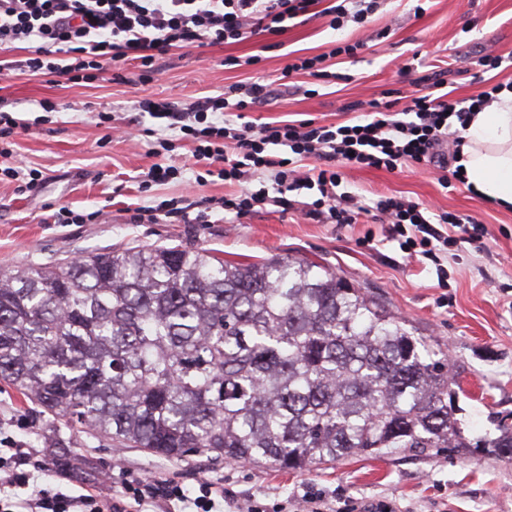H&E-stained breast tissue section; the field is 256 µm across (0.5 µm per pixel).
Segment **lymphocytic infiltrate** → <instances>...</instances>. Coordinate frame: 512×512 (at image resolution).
Returning <instances> with one entry per match:
<instances>
[{"label":"lymphocytic infiltrate","mask_w":512,"mask_h":512,"mask_svg":"<svg viewBox=\"0 0 512 512\" xmlns=\"http://www.w3.org/2000/svg\"><path fill=\"white\" fill-rule=\"evenodd\" d=\"M381 0H0V49L15 43L28 46L22 60L0 59V72L24 71L67 77L71 82L92 80L107 68L137 60L154 75L157 57L187 45L215 46L242 41L256 34L277 36L291 20L321 12L331 29L347 23L365 25ZM360 43H343L330 54L298 56L285 67L283 77L306 73L324 83L339 80L328 58L356 57ZM504 89L455 100L436 82L421 78L401 108L370 102L372 116L349 124H318L314 120L236 123L233 113L248 112L265 102L269 85L233 84L215 96H205L178 108L166 101H139V111L168 120L188 141L196 162L214 168L218 179L241 183L235 197L224 199L225 211L242 216L269 203L286 205L287 195L314 189L318 198L303 203L304 218L322 224H352L366 214L388 221L390 237L409 257L438 265L451 247L473 244L486 234L472 218L444 212L429 217L423 204L402 196H383L372 206L353 203L339 193L346 167L395 171L411 163H435L447 168V146H461L462 132L471 116L494 102ZM284 155H277V148ZM312 160L306 172L292 169V160ZM273 172L271 187H245L249 176ZM448 225V232L430 230V223ZM80 461L63 457L47 464L31 448H0V512H218L224 484L201 479L197 488L165 479L125 481L120 492L84 484L69 493ZM49 479L47 487L17 497L35 475Z\"/></svg>","instance_id":"lymphocytic-infiltrate-1"}]
</instances>
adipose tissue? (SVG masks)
Instances as JSON below:
<instances>
[{"label":"adipose tissue","instance_id":"obj_1","mask_svg":"<svg viewBox=\"0 0 512 512\" xmlns=\"http://www.w3.org/2000/svg\"><path fill=\"white\" fill-rule=\"evenodd\" d=\"M458 163L473 188L512 206V93L472 116L463 133Z\"/></svg>","mask_w":512,"mask_h":512}]
</instances>
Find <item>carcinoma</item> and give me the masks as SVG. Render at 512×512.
<instances>
[{"label": "carcinoma", "mask_w": 512, "mask_h": 512, "mask_svg": "<svg viewBox=\"0 0 512 512\" xmlns=\"http://www.w3.org/2000/svg\"><path fill=\"white\" fill-rule=\"evenodd\" d=\"M0 381L77 430L182 460L304 471L468 439L456 381L379 299L292 254L138 246L0 269Z\"/></svg>", "instance_id": "carcinoma-1"}]
</instances>
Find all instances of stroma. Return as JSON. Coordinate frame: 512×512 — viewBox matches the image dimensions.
Segmentation results:
<instances>
[{"instance_id":"35a3bbf8","label":"stroma","mask_w":512,"mask_h":512,"mask_svg":"<svg viewBox=\"0 0 512 512\" xmlns=\"http://www.w3.org/2000/svg\"><path fill=\"white\" fill-rule=\"evenodd\" d=\"M418 5L423 8L419 14L414 11ZM380 30L388 31L386 42L376 41ZM343 41L364 44L357 57L339 64L345 81L325 86L299 74L279 85L294 57L326 53ZM487 49L512 57V0H425L421 5L385 0L363 27L351 22L335 31L326 19L316 18L276 37L172 50L158 62V79L146 83L140 82L134 61L89 83L28 72L0 76V102L31 122L14 135L13 154L0 157V169L39 174L25 192L18 191L16 182L0 181V268L56 263L103 249L178 244L237 262L288 253L313 260L386 300L431 349L446 353L464 389L457 404L465 436H497L498 422L512 425V208L463 185L442 187L441 173L432 165L346 171L340 189L348 195L365 201L401 195L434 213L469 215L486 225L482 242L463 244L444 260L441 280L431 262L407 258L381 220L362 216L354 224H321L270 204L241 219L224 213L220 200L237 194L239 184L217 180L198 186L201 168L188 148L163 150L157 138L165 120L137 110L145 98L182 107L220 94L230 84L263 81L275 84L276 96L250 112L249 121L345 124L355 116L354 104L408 95L413 81L425 74H438L453 98L479 94L488 86L478 64ZM254 55L260 61L253 66L224 63L228 57ZM409 61L413 70L399 74V65ZM45 100L58 104V111L43 112ZM101 111L111 113V125L99 123ZM155 164L180 167L181 173L164 184L140 182ZM171 198L211 200L209 223L136 221L138 208ZM64 206L96 218L56 223ZM1 438L51 457L60 451L74 456L108 487L176 473L189 488L203 475L223 480L229 502L252 497L270 505L311 485L339 501L387 500L398 512H512V459L481 449H392L308 472L261 462H216L205 455L173 460L70 430L3 383Z\"/></svg>"}]
</instances>
